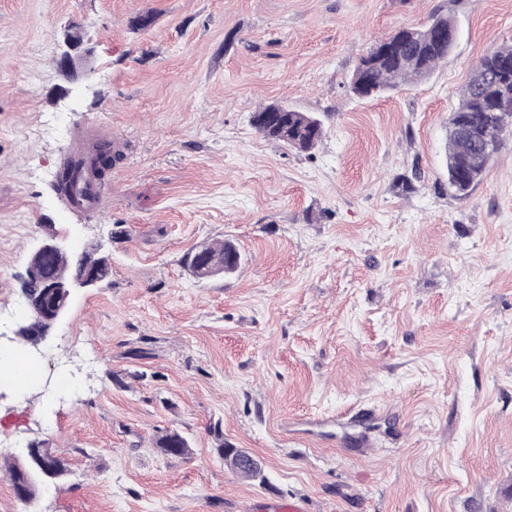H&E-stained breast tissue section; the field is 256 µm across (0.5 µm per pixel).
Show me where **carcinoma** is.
Returning a JSON list of instances; mask_svg holds the SVG:
<instances>
[{
    "mask_svg": "<svg viewBox=\"0 0 512 512\" xmlns=\"http://www.w3.org/2000/svg\"><path fill=\"white\" fill-rule=\"evenodd\" d=\"M448 30L458 31L455 19L448 15H436L421 28L395 30L382 42L397 45L396 56L383 60L375 57V49H370L354 72L352 92L362 97L374 96L425 78L453 48L451 42L445 45L438 42V35ZM503 63L512 64V44H503L480 59L458 107L448 117V188L461 197L468 196L481 182L493 158L486 150V143L498 147L506 134H512V88L505 91L494 80V68ZM282 121L288 128L286 137L273 128H260L258 132L269 141L304 153L311 152L323 137L321 121L304 112L289 108L283 113ZM240 258L233 244L215 241L199 246L190 255V266L201 279L209 276L204 270L209 261L225 260L234 271ZM74 262L75 258L65 253L46 257L40 262L37 275L27 281L26 292L40 293L45 280L69 270ZM44 334L45 325L35 315L29 316L26 327L15 332L16 338L24 343ZM156 445L171 456H184L189 451L188 440L176 431L160 437Z\"/></svg>",
    "mask_w": 512,
    "mask_h": 512,
    "instance_id": "cac0c4a2",
    "label": "carcinoma"
}]
</instances>
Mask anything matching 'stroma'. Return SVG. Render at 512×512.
Wrapping results in <instances>:
<instances>
[{
    "label": "stroma",
    "mask_w": 512,
    "mask_h": 512,
    "mask_svg": "<svg viewBox=\"0 0 512 512\" xmlns=\"http://www.w3.org/2000/svg\"><path fill=\"white\" fill-rule=\"evenodd\" d=\"M438 14L459 36L430 76L351 92L376 41ZM510 43L512 0H0V357L41 240L112 263L39 384L0 381V512H512V134L468 197L446 167L449 113ZM271 103L321 120L312 154L255 129ZM93 125L117 136L99 213L56 189ZM216 240L239 268L196 278ZM173 430L187 455L156 447ZM32 441L69 473L29 509L1 466ZM190 266L194 274L198 278H210V274L207 270H204V266L211 260L218 262H224L227 260L229 264L230 272L237 269L241 255L237 248L230 242L215 241L199 246L190 256ZM213 277V276H211Z\"/></svg>",
    "instance_id": "stroma-1"
}]
</instances>
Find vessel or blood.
<instances>
[{
    "mask_svg": "<svg viewBox=\"0 0 512 512\" xmlns=\"http://www.w3.org/2000/svg\"><path fill=\"white\" fill-rule=\"evenodd\" d=\"M80 144L67 155L71 174L69 183V207L80 211H102L108 200V189L95 174V160L98 155L111 151L112 134L101 128L85 130Z\"/></svg>",
    "mask_w": 512,
    "mask_h": 512,
    "instance_id": "b4317fda",
    "label": "vessel or blood"
}]
</instances>
